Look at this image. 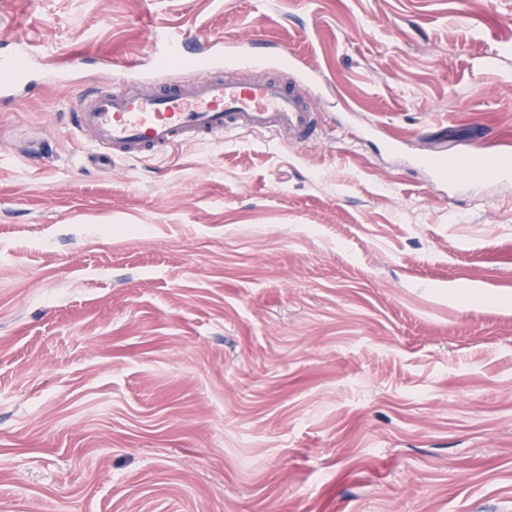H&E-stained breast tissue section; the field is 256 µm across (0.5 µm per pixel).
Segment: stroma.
Masks as SVG:
<instances>
[{
    "label": "stroma",
    "instance_id": "1",
    "mask_svg": "<svg viewBox=\"0 0 512 512\" xmlns=\"http://www.w3.org/2000/svg\"><path fill=\"white\" fill-rule=\"evenodd\" d=\"M159 33L288 45L318 143L99 168L64 114L129 60L195 78ZM20 41L0 512H512V179L411 166L512 153V0H0Z\"/></svg>",
    "mask_w": 512,
    "mask_h": 512
}]
</instances>
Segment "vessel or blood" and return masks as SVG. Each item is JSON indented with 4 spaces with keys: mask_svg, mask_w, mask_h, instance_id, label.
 I'll return each instance as SVG.
<instances>
[{
    "mask_svg": "<svg viewBox=\"0 0 512 512\" xmlns=\"http://www.w3.org/2000/svg\"><path fill=\"white\" fill-rule=\"evenodd\" d=\"M26 50L0 57V105L14 103V90L27 74ZM162 61H178L203 69L204 77L163 88L141 87L131 68L110 73L103 85L80 96L72 114L74 127L94 149L102 165L115 159L139 160L163 154L177 144L208 142L243 130L287 135L289 144L316 143L318 115L298 81L266 73L271 61L293 63L288 48L276 57L229 50L211 57L185 49L168 38ZM512 175V157L489 162L471 172L475 181H497Z\"/></svg>",
    "mask_w": 512,
    "mask_h": 512,
    "instance_id": "b4317fda",
    "label": "vessel or blood"
}]
</instances>
